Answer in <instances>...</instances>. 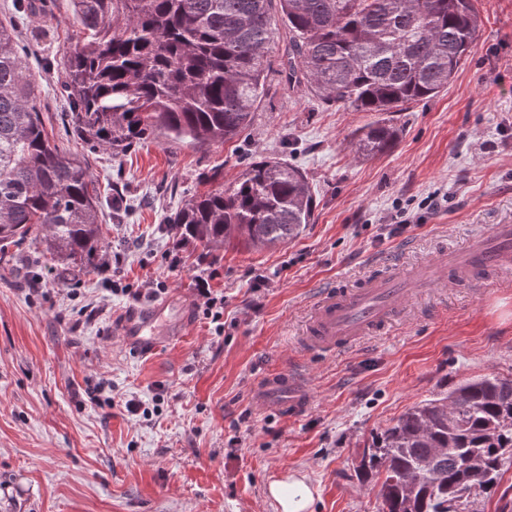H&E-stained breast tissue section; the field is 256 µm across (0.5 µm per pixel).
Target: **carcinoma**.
<instances>
[{"instance_id": "cac0c4a2", "label": "carcinoma", "mask_w": 512, "mask_h": 512, "mask_svg": "<svg viewBox=\"0 0 512 512\" xmlns=\"http://www.w3.org/2000/svg\"><path fill=\"white\" fill-rule=\"evenodd\" d=\"M83 38L63 56L71 122L119 158L148 138L224 144L249 126L265 92L272 0H68ZM292 34L281 65L288 89L307 87L357 112H402L448 88L475 47L472 0H279ZM0 21V243L33 227L59 263L92 259L103 240L91 174L45 129L40 88ZM401 129L371 121L358 155L395 148ZM307 175L284 159L250 163L228 189L192 197L167 223L212 251L236 234L253 247L295 239L314 221ZM512 459V378L455 385L403 412L371 438L355 471L378 486L380 512H466L470 486L493 498Z\"/></svg>"}]
</instances>
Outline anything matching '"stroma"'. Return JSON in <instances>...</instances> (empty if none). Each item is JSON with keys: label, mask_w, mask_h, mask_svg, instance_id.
I'll list each match as a JSON object with an SVG mask.
<instances>
[{"label": "stroma", "mask_w": 512, "mask_h": 512, "mask_svg": "<svg viewBox=\"0 0 512 512\" xmlns=\"http://www.w3.org/2000/svg\"><path fill=\"white\" fill-rule=\"evenodd\" d=\"M476 45L447 90L391 118L398 145L358 157L354 132L376 113L289 91L278 73L288 26L273 0L275 45L249 128L210 147L150 138L120 158L80 141L59 61L75 39L67 0H38L17 29L39 78L44 125L83 158L101 193L105 245L70 286L33 239L0 249V512H280L272 481L294 474L309 512H379L355 467L363 448L407 408L478 375L512 377V271L409 294L401 316L327 356L300 336L313 297L462 249L512 224V0H474ZM287 160L317 201L294 241L211 255L166 221L209 177L231 187L248 162ZM445 198L432 212L423 201ZM417 224L393 236L384 217ZM224 299L222 325L196 288ZM187 299L192 335L134 357L115 334L128 291ZM313 402L291 418L255 408L259 378L288 366ZM104 386L114 406L92 399ZM152 408L128 413L126 400Z\"/></svg>", "instance_id": "35a3bbf8"}]
</instances>
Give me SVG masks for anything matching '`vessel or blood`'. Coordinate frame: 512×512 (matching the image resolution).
Returning a JSON list of instances; mask_svg holds the SVG:
<instances>
[{
    "instance_id": "1",
    "label": "vessel or blood",
    "mask_w": 512,
    "mask_h": 512,
    "mask_svg": "<svg viewBox=\"0 0 512 512\" xmlns=\"http://www.w3.org/2000/svg\"><path fill=\"white\" fill-rule=\"evenodd\" d=\"M512 266V225L499 224L492 232L474 235L466 252L449 254L407 274L369 278L362 287L327 292L312 305L305 342L309 349L331 352L351 345L375 327L394 318L414 288H456L491 268ZM192 322L181 297L122 312L117 333L124 348L138 356L157 352L165 339L187 336ZM254 406L299 417L311 406V392L303 374L289 367L269 375L254 389Z\"/></svg>"
}]
</instances>
